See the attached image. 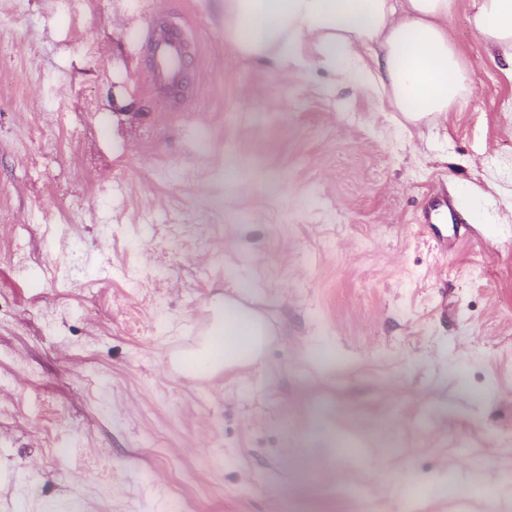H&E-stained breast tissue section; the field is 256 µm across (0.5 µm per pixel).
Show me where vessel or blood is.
<instances>
[{
	"label": "vessel or blood",
	"instance_id": "vessel-or-blood-1",
	"mask_svg": "<svg viewBox=\"0 0 512 512\" xmlns=\"http://www.w3.org/2000/svg\"><path fill=\"white\" fill-rule=\"evenodd\" d=\"M145 39L152 48V82L178 92L186 72L188 42L182 31L168 26L153 27Z\"/></svg>",
	"mask_w": 512,
	"mask_h": 512
}]
</instances>
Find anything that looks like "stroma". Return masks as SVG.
<instances>
[{
  "instance_id": "35a3bbf8",
  "label": "stroma",
  "mask_w": 512,
  "mask_h": 512,
  "mask_svg": "<svg viewBox=\"0 0 512 512\" xmlns=\"http://www.w3.org/2000/svg\"><path fill=\"white\" fill-rule=\"evenodd\" d=\"M473 10L414 126L242 57L224 0H0V512H512V74ZM218 297L272 340L187 376ZM145 39L152 48V82L164 85L175 96L186 72L188 42L185 34L165 25L149 28Z\"/></svg>"
}]
</instances>
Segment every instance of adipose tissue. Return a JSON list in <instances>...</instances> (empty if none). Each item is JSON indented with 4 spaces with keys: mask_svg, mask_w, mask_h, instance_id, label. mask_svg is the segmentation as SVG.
<instances>
[{
    "mask_svg": "<svg viewBox=\"0 0 512 512\" xmlns=\"http://www.w3.org/2000/svg\"><path fill=\"white\" fill-rule=\"evenodd\" d=\"M455 0H224V31L238 53L275 68H323L367 87L409 121L459 102L468 69L444 22ZM474 29L512 64V0H476ZM373 45L372 61L358 53ZM269 325L254 310L217 301L201 349L186 363L209 369L259 359Z\"/></svg>",
    "mask_w": 512,
    "mask_h": 512,
    "instance_id": "1",
    "label": "adipose tissue"
}]
</instances>
